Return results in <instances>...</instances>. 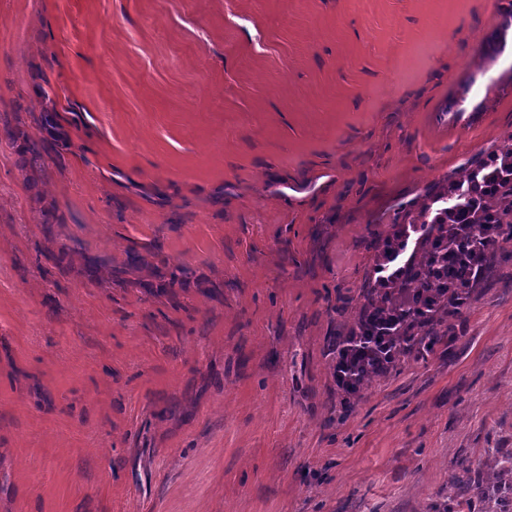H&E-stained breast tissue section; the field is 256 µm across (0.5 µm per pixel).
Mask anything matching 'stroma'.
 I'll list each match as a JSON object with an SVG mask.
<instances>
[{"label":"stroma","mask_w":512,"mask_h":512,"mask_svg":"<svg viewBox=\"0 0 512 512\" xmlns=\"http://www.w3.org/2000/svg\"><path fill=\"white\" fill-rule=\"evenodd\" d=\"M511 137L502 0H0V512H423L511 454L512 241L350 408L327 347Z\"/></svg>","instance_id":"obj_1"}]
</instances>
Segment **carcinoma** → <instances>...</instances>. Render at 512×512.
Wrapping results in <instances>:
<instances>
[{
	"mask_svg": "<svg viewBox=\"0 0 512 512\" xmlns=\"http://www.w3.org/2000/svg\"><path fill=\"white\" fill-rule=\"evenodd\" d=\"M378 238L358 305L329 338L342 404L378 380L448 349L499 242L512 239V137L499 151L438 188ZM512 512V456L462 466L431 512Z\"/></svg>",
	"mask_w": 512,
	"mask_h": 512,
	"instance_id": "carcinoma-1",
	"label": "carcinoma"
}]
</instances>
